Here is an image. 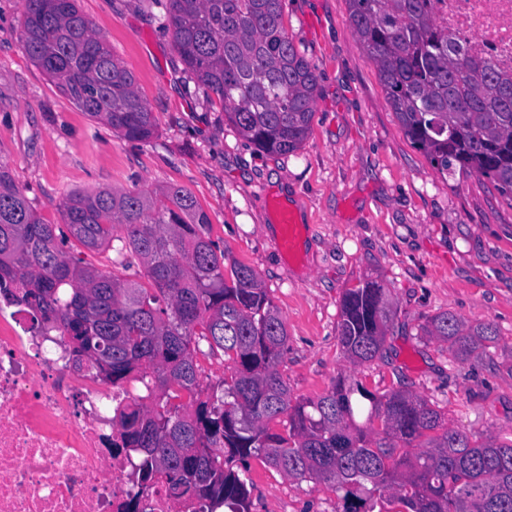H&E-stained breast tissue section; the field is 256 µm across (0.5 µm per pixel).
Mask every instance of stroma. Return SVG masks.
<instances>
[{
	"label": "stroma",
	"instance_id": "1",
	"mask_svg": "<svg viewBox=\"0 0 512 512\" xmlns=\"http://www.w3.org/2000/svg\"><path fill=\"white\" fill-rule=\"evenodd\" d=\"M135 78L154 136L131 142L79 110L25 53L22 0H0V162L50 224L69 193L180 187L207 213L209 236L254 269L281 312L279 370L292 400L316 398L338 376L384 393L404 386L449 427L512 439V201L470 173L443 176L407 138L349 21V0H282L286 32L315 68L311 130L297 151L259 152L217 100L195 86L154 0H76ZM307 229L286 262L268 201ZM372 277L396 315L383 359L351 365L338 339L345 289ZM493 323L481 360L461 362L424 336L433 315ZM250 512H337L324 483H298L248 460Z\"/></svg>",
	"mask_w": 512,
	"mask_h": 512
}]
</instances>
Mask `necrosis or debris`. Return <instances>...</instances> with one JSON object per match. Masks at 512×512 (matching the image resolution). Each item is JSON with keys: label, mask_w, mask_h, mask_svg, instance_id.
<instances>
[{"label": "necrosis or debris", "mask_w": 512, "mask_h": 512, "mask_svg": "<svg viewBox=\"0 0 512 512\" xmlns=\"http://www.w3.org/2000/svg\"><path fill=\"white\" fill-rule=\"evenodd\" d=\"M436 27L512 77V0H430ZM126 385L90 379L66 339L0 304V512H126L136 450L111 409Z\"/></svg>", "instance_id": "necrosis-or-debris-1"}]
</instances>
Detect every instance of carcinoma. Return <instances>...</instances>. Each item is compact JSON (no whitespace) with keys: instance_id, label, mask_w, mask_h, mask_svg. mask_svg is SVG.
Instances as JSON below:
<instances>
[{"instance_id":"cac0c4a2","label":"carcinoma","mask_w":512,"mask_h":512,"mask_svg":"<svg viewBox=\"0 0 512 512\" xmlns=\"http://www.w3.org/2000/svg\"><path fill=\"white\" fill-rule=\"evenodd\" d=\"M167 2V29L197 85L217 96L257 148L296 151L310 128L317 76L284 30L281 0ZM349 3L359 45L377 64L413 146L442 175L475 174L512 199V79L439 30L429 0ZM22 7L25 51L56 87L126 139L149 140L155 124L133 75L76 0H22ZM63 210L70 236L90 250L112 246L121 232L147 282L67 252L65 237L0 162V300L66 336L94 378L151 380L154 406L135 403L118 414L124 447L139 450L130 503L165 483L210 512H250L247 462L261 457L295 481L331 484L341 512H383V501L401 512H512V443L444 426L441 412L415 393L378 396L340 377L325 395L291 403L279 371L288 348L280 311L251 267L216 251L209 217L189 192H74ZM394 315L377 280L346 289L337 325L346 358L384 357ZM422 331L463 362L497 336L492 324L468 326L450 311ZM202 341L231 362L220 391L207 396L194 360ZM282 415L286 436L269 427ZM421 438L420 449L396 456L395 442Z\"/></svg>"}]
</instances>
